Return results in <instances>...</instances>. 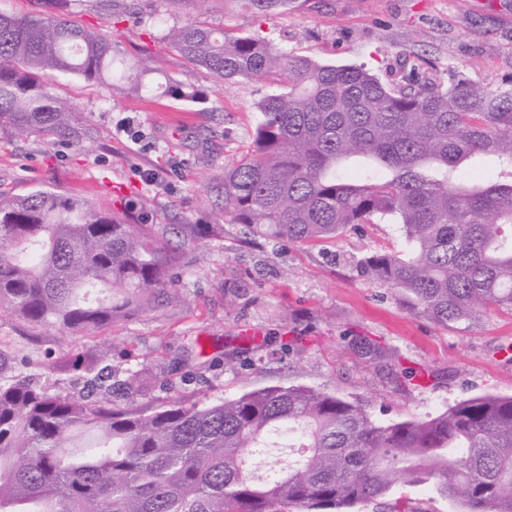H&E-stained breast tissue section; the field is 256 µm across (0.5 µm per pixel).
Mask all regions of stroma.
Segmentation results:
<instances>
[{
    "label": "stroma",
    "mask_w": 512,
    "mask_h": 512,
    "mask_svg": "<svg viewBox=\"0 0 512 512\" xmlns=\"http://www.w3.org/2000/svg\"><path fill=\"white\" fill-rule=\"evenodd\" d=\"M70 17L111 35L115 65L146 59L155 82L178 80L204 96L142 98L117 78L56 74L55 91L80 107L81 140L35 134L0 146V191L23 196L49 186L135 224H200L209 236L184 251L168 299L116 319L102 337L34 325L2 307L0 347L37 364L104 338L113 366L155 368L163 398L212 401L302 384L359 403L382 423L435 415L477 395H512V314L492 309L442 326L362 275L358 258L404 247L398 224L299 247L248 243L239 225L225 223L224 169L246 150L256 105L274 85L219 82L166 39L186 24L224 27L322 63L363 66L388 84L411 74L444 88L461 76L498 85L512 82V0H292L268 15L246 0H98L74 6ZM147 170L159 183L142 180ZM363 337L398 350L419 378L396 381L385 361L362 352Z\"/></svg>",
    "instance_id": "stroma-1"
}]
</instances>
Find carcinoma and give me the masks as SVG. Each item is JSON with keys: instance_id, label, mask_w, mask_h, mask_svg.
<instances>
[{"instance_id": "cac0c4a2", "label": "carcinoma", "mask_w": 512, "mask_h": 512, "mask_svg": "<svg viewBox=\"0 0 512 512\" xmlns=\"http://www.w3.org/2000/svg\"><path fill=\"white\" fill-rule=\"evenodd\" d=\"M72 2L0 12V142L76 135L79 109L54 93V73L112 77V39L73 22ZM246 2L267 15L291 0ZM169 42L218 79L281 86L257 103L249 149L224 168V217L245 237L314 245L391 220L405 247L360 259L368 279L441 325L512 311L511 83L387 84L193 24ZM147 72L140 59L124 78L148 93ZM165 93L200 98L173 80ZM464 166L490 172L466 180ZM204 234L130 224L72 193L0 192V305L35 325L96 332L167 295ZM154 384L148 366L116 369L107 353H61L24 373L0 349V512H352L417 485L462 512H512V396L381 424L304 385L187 403L151 396ZM267 448L291 453L257 476L252 457Z\"/></svg>"}]
</instances>
